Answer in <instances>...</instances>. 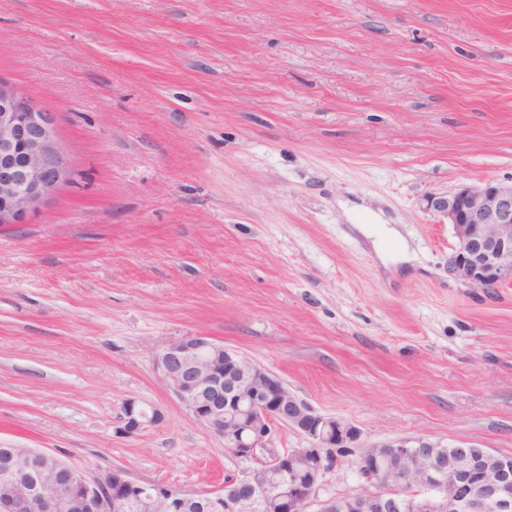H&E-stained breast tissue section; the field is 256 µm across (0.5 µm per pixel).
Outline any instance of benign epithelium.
<instances>
[{"mask_svg": "<svg viewBox=\"0 0 512 512\" xmlns=\"http://www.w3.org/2000/svg\"><path fill=\"white\" fill-rule=\"evenodd\" d=\"M72 178L57 142V117L0 79V225L26 224ZM430 206L456 239L448 274L487 290L512 281V183L463 185ZM179 401L250 463L216 489L185 492L144 483L124 469L89 476L52 453L9 448L0 464V512H182L197 499L217 512H512V457L424 437L364 445L362 430L298 399L274 374L202 334L183 336L155 356ZM160 420L136 402L123 407V431ZM302 435L306 448L280 452L275 430ZM366 471L357 494L320 499L323 478L353 449Z\"/></svg>", "mask_w": 512, "mask_h": 512, "instance_id": "7a95c632", "label": "benign epithelium"}]
</instances>
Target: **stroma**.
I'll use <instances>...</instances> for the list:
<instances>
[{
	"label": "stroma",
	"mask_w": 512,
	"mask_h": 512,
	"mask_svg": "<svg viewBox=\"0 0 512 512\" xmlns=\"http://www.w3.org/2000/svg\"><path fill=\"white\" fill-rule=\"evenodd\" d=\"M0 79L73 171L0 227V448L241 476L155 366L204 334L365 442L512 456V281L450 278L428 204L512 181V0H0ZM130 400L160 422L125 434Z\"/></svg>",
	"instance_id": "obj_1"
}]
</instances>
